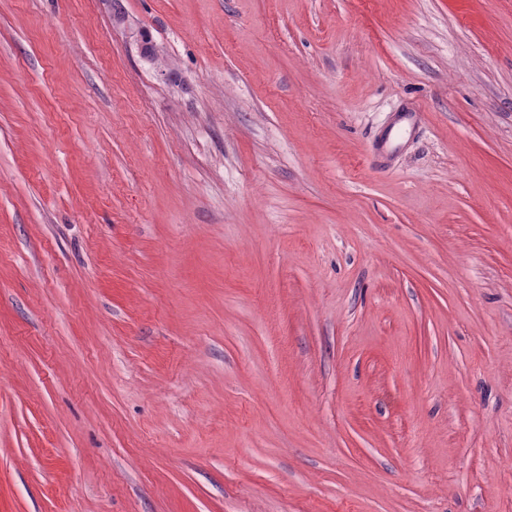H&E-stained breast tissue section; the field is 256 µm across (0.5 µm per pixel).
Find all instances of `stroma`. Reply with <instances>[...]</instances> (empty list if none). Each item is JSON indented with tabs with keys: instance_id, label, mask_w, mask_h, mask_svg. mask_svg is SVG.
Instances as JSON below:
<instances>
[{
	"instance_id": "stroma-1",
	"label": "stroma",
	"mask_w": 512,
	"mask_h": 512,
	"mask_svg": "<svg viewBox=\"0 0 512 512\" xmlns=\"http://www.w3.org/2000/svg\"><path fill=\"white\" fill-rule=\"evenodd\" d=\"M510 460L512 0H0V512H512Z\"/></svg>"
}]
</instances>
